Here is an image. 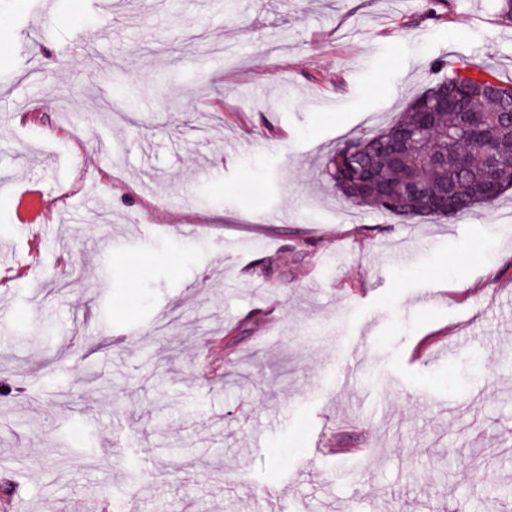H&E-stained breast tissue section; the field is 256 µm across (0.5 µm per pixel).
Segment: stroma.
Listing matches in <instances>:
<instances>
[{
	"label": "stroma",
	"mask_w": 512,
	"mask_h": 512,
	"mask_svg": "<svg viewBox=\"0 0 512 512\" xmlns=\"http://www.w3.org/2000/svg\"><path fill=\"white\" fill-rule=\"evenodd\" d=\"M42 2L0 0L26 512H512V192L405 223L324 175L462 63L512 81L499 0Z\"/></svg>",
	"instance_id": "35a3bbf8"
}]
</instances>
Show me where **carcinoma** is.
Masks as SVG:
<instances>
[{
  "label": "carcinoma",
  "mask_w": 512,
  "mask_h": 512,
  "mask_svg": "<svg viewBox=\"0 0 512 512\" xmlns=\"http://www.w3.org/2000/svg\"><path fill=\"white\" fill-rule=\"evenodd\" d=\"M465 73L499 80L490 66L467 62L443 80L448 96L459 99L457 109L437 110L428 127H419L418 113L428 104L425 91L394 121L336 147L325 170L336 192L357 206L403 222L422 218L402 198L409 186L431 194L448 193L457 203V215L476 208L471 198L487 174L488 158L512 140V112L500 113L487 126L476 125V113L490 103L468 94L472 86L461 82ZM350 146L356 152L345 153ZM431 154L440 156L442 162L423 164V158Z\"/></svg>",
  "instance_id": "cac0c4a2"
}]
</instances>
